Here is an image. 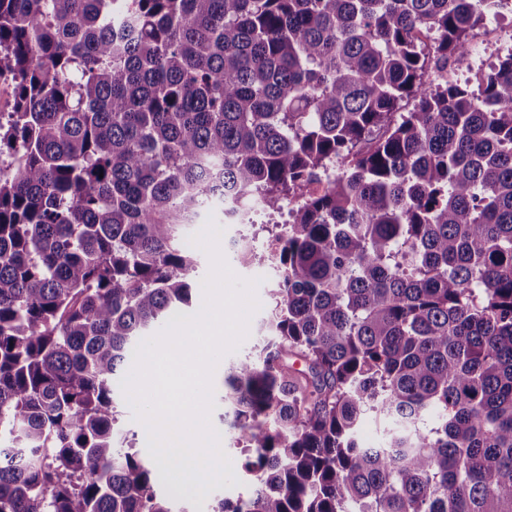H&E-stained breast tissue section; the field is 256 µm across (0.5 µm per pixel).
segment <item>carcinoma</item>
<instances>
[{"instance_id": "obj_1", "label": "carcinoma", "mask_w": 512, "mask_h": 512, "mask_svg": "<svg viewBox=\"0 0 512 512\" xmlns=\"http://www.w3.org/2000/svg\"><path fill=\"white\" fill-rule=\"evenodd\" d=\"M510 7L0 0V512H174L113 379L206 208L285 200L237 242L280 279L224 373L254 488L211 512H512V49L447 75ZM134 355L132 356L130 363L127 368L121 374L117 388L120 394V398L117 401L118 410L120 412L118 426L121 430L126 433L128 440L135 442L136 449L141 453L150 456L148 452V433L145 430V426L140 422L136 421L133 416V410L123 396L120 382L124 376L129 372L133 365ZM151 457V456H150ZM389 423L376 414H369L365 417L358 429V441L361 445L370 447L376 446L383 438Z\"/></svg>"}]
</instances>
